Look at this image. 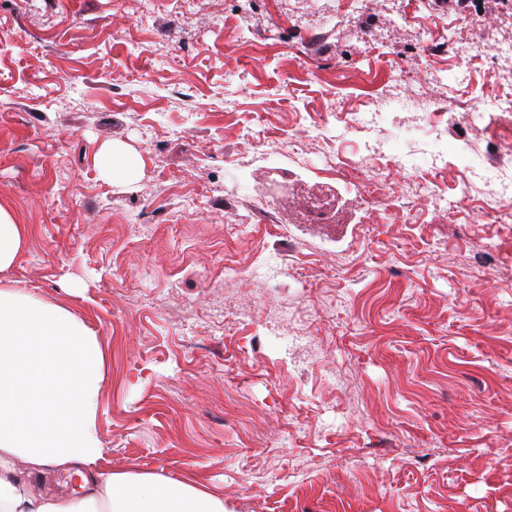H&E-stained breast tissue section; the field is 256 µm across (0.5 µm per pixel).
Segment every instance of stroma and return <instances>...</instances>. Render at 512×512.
Here are the masks:
<instances>
[{
  "label": "stroma",
  "mask_w": 512,
  "mask_h": 512,
  "mask_svg": "<svg viewBox=\"0 0 512 512\" xmlns=\"http://www.w3.org/2000/svg\"><path fill=\"white\" fill-rule=\"evenodd\" d=\"M470 42L512 41L476 0ZM459 0H0V205L28 229L0 289L66 307L105 354V465L201 473L226 512H512V223L487 182ZM453 106L460 130L417 116ZM380 115L366 153L335 111ZM121 146L133 173L95 155ZM383 187L336 174L350 153ZM382 168V167H381ZM338 220L305 224L313 197ZM406 197L407 210L390 204ZM240 274H231V267ZM97 162L101 172L110 180L127 178L130 175L125 153L114 149L110 145L103 146L100 149ZM474 178L491 179L495 182L494 194L500 200H512V151L492 150L484 154L478 166L463 175L455 186L456 198L448 202L435 185H426L434 213L439 217H448V209L465 205L470 194L471 181ZM458 189V191H457Z\"/></svg>",
  "instance_id": "35a3bbf8"
}]
</instances>
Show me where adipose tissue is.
<instances>
[{"instance_id": "adipose-tissue-1", "label": "adipose tissue", "mask_w": 512, "mask_h": 512, "mask_svg": "<svg viewBox=\"0 0 512 512\" xmlns=\"http://www.w3.org/2000/svg\"><path fill=\"white\" fill-rule=\"evenodd\" d=\"M104 355L64 307L0 289V512H224L198 476L106 469L96 435ZM57 470L83 495L50 501L36 479Z\"/></svg>"}]
</instances>
